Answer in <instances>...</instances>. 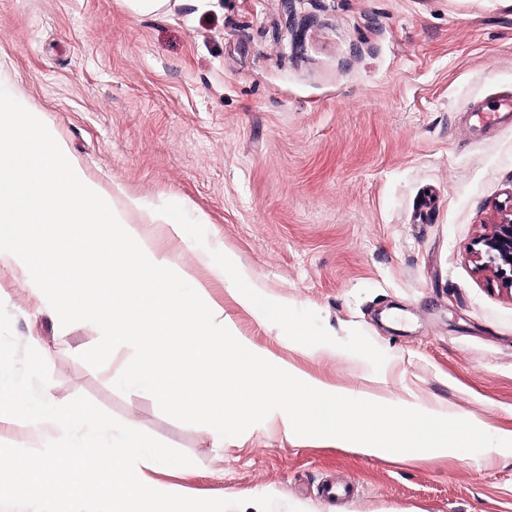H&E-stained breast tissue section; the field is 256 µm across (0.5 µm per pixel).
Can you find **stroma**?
I'll list each match as a JSON object with an SVG mask.
<instances>
[{
  "label": "stroma",
  "mask_w": 512,
  "mask_h": 512,
  "mask_svg": "<svg viewBox=\"0 0 512 512\" xmlns=\"http://www.w3.org/2000/svg\"><path fill=\"white\" fill-rule=\"evenodd\" d=\"M0 81L104 188L139 198L132 222L272 362L512 439V290L474 254L512 203V112L474 116L512 94V0H170L145 17L122 0H0ZM162 209L181 237L149 223ZM0 302L42 349L46 393L185 452L192 466L153 477L189 496L242 512L268 494L301 512H512V450L366 456L274 420L218 448L115 388L132 348L83 362L93 325L61 326L4 262ZM327 480L359 492L326 500Z\"/></svg>",
  "instance_id": "obj_1"
}]
</instances>
